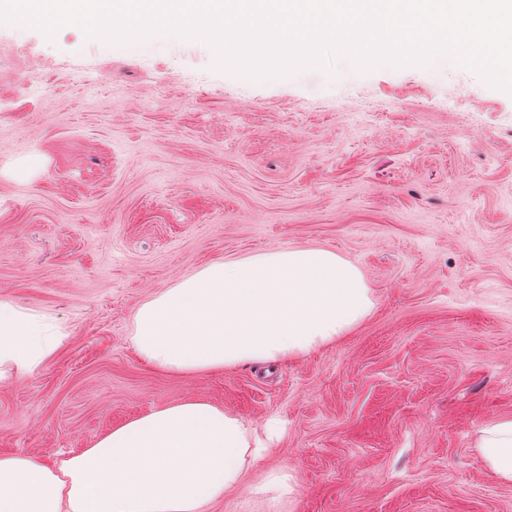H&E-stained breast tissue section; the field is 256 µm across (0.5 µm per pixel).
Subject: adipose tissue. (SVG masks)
Returning a JSON list of instances; mask_svg holds the SVG:
<instances>
[{"instance_id": "adipose-tissue-1", "label": "adipose tissue", "mask_w": 512, "mask_h": 512, "mask_svg": "<svg viewBox=\"0 0 512 512\" xmlns=\"http://www.w3.org/2000/svg\"><path fill=\"white\" fill-rule=\"evenodd\" d=\"M373 306L361 271L323 248L214 262L144 301L131 342L148 365L194 375L247 363H280L345 335ZM62 334L45 316L0 301V383L33 373ZM257 435L205 401H182L112 428L91 447L49 465L0 453V512H213L231 490L281 497L284 473L245 485L278 436ZM489 471L512 483V419L483 431Z\"/></svg>"}]
</instances>
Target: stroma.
<instances>
[{"label":"stroma","mask_w":512,"mask_h":512,"mask_svg":"<svg viewBox=\"0 0 512 512\" xmlns=\"http://www.w3.org/2000/svg\"><path fill=\"white\" fill-rule=\"evenodd\" d=\"M0 301L61 349L0 385V452L52 462L205 400L283 432L277 503L215 512H512L477 448L512 419V94L462 67L264 82L209 46L141 52L0 25ZM320 247L373 308L317 351L190 376L134 350L136 307L213 261Z\"/></svg>","instance_id":"obj_1"}]
</instances>
